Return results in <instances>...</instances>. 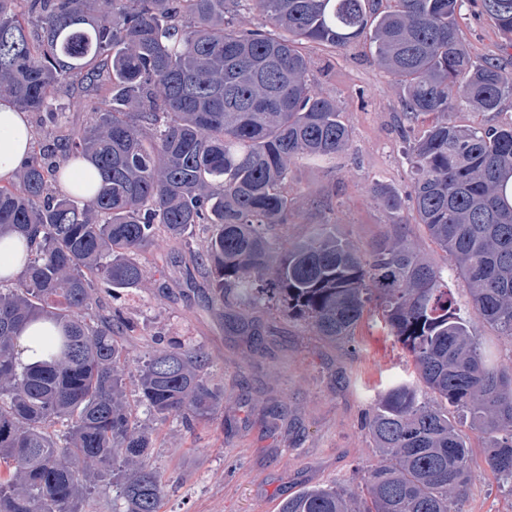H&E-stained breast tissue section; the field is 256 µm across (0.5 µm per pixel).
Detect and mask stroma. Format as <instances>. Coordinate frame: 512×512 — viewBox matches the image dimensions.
<instances>
[{"mask_svg": "<svg viewBox=\"0 0 512 512\" xmlns=\"http://www.w3.org/2000/svg\"><path fill=\"white\" fill-rule=\"evenodd\" d=\"M462 38L471 56L512 70V48L478 6H467ZM310 84L336 102L353 131L352 145L328 166L303 160L288 175L299 213L278 226L284 243L330 221L336 232L365 248L390 232L392 219L372 197L380 181L410 189L409 141L423 126L402 117L401 91L368 49L310 44ZM208 232L198 227L175 239L159 233L137 254L146 277L135 291L94 290L100 307L126 326V384L153 350L193 344L211 357L209 377L223 394L213 419L188 433L178 419L156 427L150 462L164 477L161 512H278L280 502L319 485H363L382 462L365 427L377 394L414 378V365L376 310H368L352 338L328 342L307 321L266 306L225 304L216 313L211 288L192 252ZM457 427L470 447L469 495L462 512H512L485 463L483 439L468 421Z\"/></svg>", "mask_w": 512, "mask_h": 512, "instance_id": "obj_1", "label": "stroma"}]
</instances>
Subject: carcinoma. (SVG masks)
I'll return each mask as SVG.
<instances>
[{
  "label": "carcinoma",
  "mask_w": 512,
  "mask_h": 512,
  "mask_svg": "<svg viewBox=\"0 0 512 512\" xmlns=\"http://www.w3.org/2000/svg\"><path fill=\"white\" fill-rule=\"evenodd\" d=\"M237 0H0V97L22 112L60 108L79 89L82 133L34 141L17 181L0 184V237L27 243L25 268L0 278V512H85L99 483L112 512H158L162 475L150 428L125 403L123 324L95 312L93 290L139 287L136 254L162 229L198 224L211 307L230 296L310 322L329 341L351 336L374 306L412 357L416 380L378 396L366 422L384 464L366 495L340 485L302 489L279 512H459L469 450L452 421L486 440V463L512 496V371L471 333L448 272L401 236L364 254L329 221L278 246L296 214L290 165L331 161L352 131L309 84L304 43L362 44L400 86L404 118H432L409 147L406 196L377 183L388 213L403 207L453 261L475 314L512 340V124L459 126L448 113L494 112L512 71L464 48L469 0H248L263 27L228 23ZM512 42V0H477ZM95 163L90 200L53 191L56 151ZM49 324L48 360L23 365L16 342ZM211 360L191 344L156 351L138 370L141 405L189 429L223 400Z\"/></svg>",
  "instance_id": "obj_1"
}]
</instances>
